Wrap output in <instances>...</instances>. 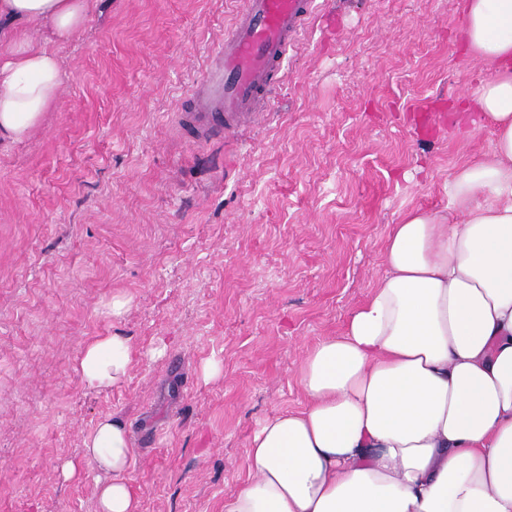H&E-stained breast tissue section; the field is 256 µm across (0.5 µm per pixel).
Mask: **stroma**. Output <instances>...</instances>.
<instances>
[{
  "instance_id": "stroma-1",
  "label": "stroma",
  "mask_w": 512,
  "mask_h": 512,
  "mask_svg": "<svg viewBox=\"0 0 512 512\" xmlns=\"http://www.w3.org/2000/svg\"><path fill=\"white\" fill-rule=\"evenodd\" d=\"M237 6L99 0L59 47L54 111L0 144V512H95V475L60 465L106 415L130 428L140 512H224L259 422L301 406L303 351L383 276L392 224L445 209L456 165L491 147V125L454 133L480 71L462 0H316L268 110L182 136ZM111 329L129 376L85 389L74 360Z\"/></svg>"
}]
</instances>
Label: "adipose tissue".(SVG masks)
Returning <instances> with one entry per match:
<instances>
[{
  "label": "adipose tissue",
  "mask_w": 512,
  "mask_h": 512,
  "mask_svg": "<svg viewBox=\"0 0 512 512\" xmlns=\"http://www.w3.org/2000/svg\"><path fill=\"white\" fill-rule=\"evenodd\" d=\"M97 3L0 0V143L28 139L56 107L54 45ZM463 14L486 71L463 119L491 123V150L457 168L444 210L392 226L384 275L339 335L306 350L301 408L259 424L224 512H512V0H464ZM132 362L112 331L84 344L75 370L105 390ZM133 460L126 423L106 416L61 471L95 473L98 512H138Z\"/></svg>",
  "instance_id": "adipose-tissue-1"
}]
</instances>
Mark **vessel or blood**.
Returning <instances> with one entry per match:
<instances>
[{
	"instance_id": "obj_1",
	"label": "vessel or blood",
	"mask_w": 512,
	"mask_h": 512,
	"mask_svg": "<svg viewBox=\"0 0 512 512\" xmlns=\"http://www.w3.org/2000/svg\"><path fill=\"white\" fill-rule=\"evenodd\" d=\"M224 46L209 61L178 126L203 138L240 130L263 113L314 0H240Z\"/></svg>"
}]
</instances>
